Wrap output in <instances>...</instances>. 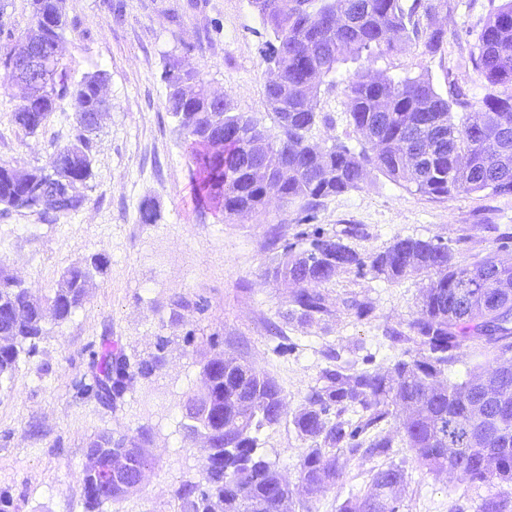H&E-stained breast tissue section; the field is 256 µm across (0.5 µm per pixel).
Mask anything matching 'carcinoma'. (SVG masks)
<instances>
[{"mask_svg":"<svg viewBox=\"0 0 512 512\" xmlns=\"http://www.w3.org/2000/svg\"><path fill=\"white\" fill-rule=\"evenodd\" d=\"M270 31L264 62L274 66L280 81L265 85L273 125L224 108L187 92L205 84L178 60H166V110L176 120L194 169L201 198L224 208V218L242 213L259 215L268 203L266 185L280 168L290 175L280 186L281 200L302 203L313 217L321 200L358 190L377 171L392 184L430 199L446 200L490 191L512 195V0L491 15L480 34L476 52L464 65L485 83L487 93L470 102L461 92L454 98L438 93L423 75L394 78L368 68L341 77L348 60L389 54L403 42H414L422 54L440 50L443 34L421 26V17L448 7V0H251ZM64 0H30L29 30H38L36 45H27L0 30V53L22 56L64 39ZM59 59L42 82L27 86V104L14 112L15 122L33 134L42 127L58 101L72 97L97 103L103 76L96 72L70 85L58 72ZM344 85L345 114L361 137L359 149L343 143L317 146L310 140L318 125L330 126L331 114L320 110V88ZM461 111H454V107ZM95 128L75 123L72 141L54 147L49 164L18 176L0 169V201L23 200L28 207L48 205L68 213L86 202L82 192L92 177L91 134ZM441 143L416 165L406 157L431 137ZM52 175L66 179L76 192L54 202L33 193ZM309 248L283 246L284 257L265 275L292 285L288 322L320 325L333 315V303L321 286L342 273H360L370 266L387 280L423 275L429 283L420 308L405 332H388L394 343H407L406 358L384 371L354 369L339 363L324 368L304 402L292 415L297 436L306 444L299 468L300 495L289 488L276 464L257 453L258 433L277 425L284 415L282 390L272 377L232 354L214 352L202 373L208 383L189 397L191 412L186 436L212 432L214 454L204 458L200 479L175 492L180 512H310L314 495L336 485L352 460L391 455L395 439L414 451L419 467L448 476L454 492L467 496L487 488L478 512H512V494L498 490L512 485V262L497 253L464 264L439 239L397 237L368 257L336 234L320 227L299 232ZM103 270L96 257L72 266L58 288L46 297L56 320H67L87 294L91 271ZM511 287L504 288L502 284ZM357 318L369 316L370 305L356 297L342 300ZM42 303L21 282L0 269V382L12 377L21 355L35 349L43 334ZM473 348L496 355L470 378L455 382L448 372L460 353ZM165 357L155 354L129 371L127 356L103 346L92 382L82 390L112 405L126 382L139 374L152 376ZM394 422L385 435L373 431ZM110 447L104 453L131 462L124 484L104 487L85 467L83 483L87 512H102L134 492L140 473L154 463L150 441L103 432ZM405 471L394 464L378 470L364 495H352L339 512H399V487Z\"/></svg>","mask_w":512,"mask_h":512,"instance_id":"1","label":"carcinoma"}]
</instances>
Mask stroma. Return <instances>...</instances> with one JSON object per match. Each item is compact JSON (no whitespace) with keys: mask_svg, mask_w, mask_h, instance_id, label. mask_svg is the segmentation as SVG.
<instances>
[{"mask_svg":"<svg viewBox=\"0 0 512 512\" xmlns=\"http://www.w3.org/2000/svg\"><path fill=\"white\" fill-rule=\"evenodd\" d=\"M502 2L448 0L428 21L444 32L440 51L425 55L408 42L371 69L426 75L446 97L455 90L482 97L481 78L460 63ZM65 13L70 30L60 63L72 82L106 71L112 108L93 136L86 204L66 215L0 209V267L38 295L56 289L71 265L98 257L104 268L67 321L46 318L35 353L0 384V493L10 496V512H86L79 474L90 439L103 431L145 433L153 468L136 493L103 512H178L175 492L199 480L205 456L201 442L183 433L186 403L201 386L204 355L215 349L252 362L281 387L287 415L262 432L259 451L297 485L303 443L290 415L329 366L326 351L358 369H383L402 358L404 345L384 334L406 330L427 280L343 273L325 287L338 305L326 327L288 323L282 314L290 290L263 271L304 229L300 203L274 200L261 216L230 220L199 204L160 75L166 58H179L235 111L269 122L263 50L271 35L249 0H112L108 8L102 0H65ZM23 95L0 67V160L28 171L46 166L53 147L69 142L77 106L64 99L32 135L13 121ZM344 101L341 90L322 87L320 105L334 124L317 126L313 142L356 144ZM147 201L160 212L156 223L142 221ZM315 222L332 234L351 230L348 244L366 255L398 236H439L465 263L493 250L512 260V195L432 200L374 171L359 190L322 200ZM352 295L371 303L370 316L358 319L341 308ZM179 297L186 307H175ZM105 339L133 361L159 350L166 358L151 377L134 379L112 408L79 387L91 379L93 355ZM390 460L406 473L400 512H477L480 492L455 494L446 477L419 468L412 449H394ZM381 466L351 461L335 488L312 498L311 512H338L347 497L368 492Z\"/></svg>","mask_w":512,"mask_h":512,"instance_id":"stroma-1","label":"stroma"}]
</instances>
